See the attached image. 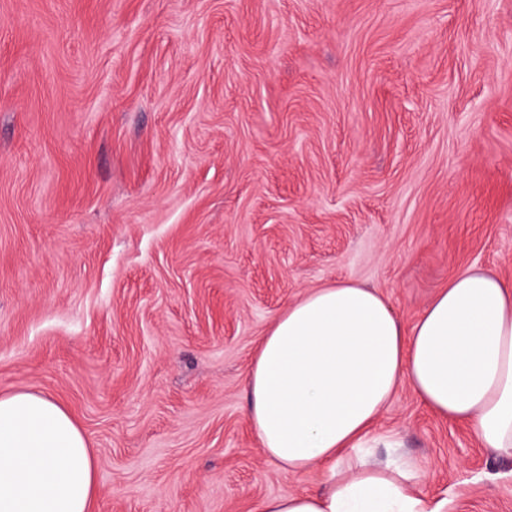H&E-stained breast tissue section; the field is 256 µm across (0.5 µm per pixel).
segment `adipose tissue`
Wrapping results in <instances>:
<instances>
[{
	"mask_svg": "<svg viewBox=\"0 0 512 512\" xmlns=\"http://www.w3.org/2000/svg\"><path fill=\"white\" fill-rule=\"evenodd\" d=\"M432 413L512 456V282L477 267L452 278L413 327L375 289L338 282L277 317L247 373L248 419L282 471H319L312 489L257 512H444L422 466L375 428L402 382ZM97 469L71 415L49 396H0V512H92Z\"/></svg>",
	"mask_w": 512,
	"mask_h": 512,
	"instance_id": "adipose-tissue-1",
	"label": "adipose tissue"
}]
</instances>
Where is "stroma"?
<instances>
[{
	"mask_svg": "<svg viewBox=\"0 0 512 512\" xmlns=\"http://www.w3.org/2000/svg\"><path fill=\"white\" fill-rule=\"evenodd\" d=\"M512 279V0H0V395L59 401L93 512H256L245 376L337 281L413 324ZM448 512L512 458L402 385L377 422Z\"/></svg>",
	"mask_w": 512,
	"mask_h": 512,
	"instance_id": "obj_1",
	"label": "stroma"
}]
</instances>
